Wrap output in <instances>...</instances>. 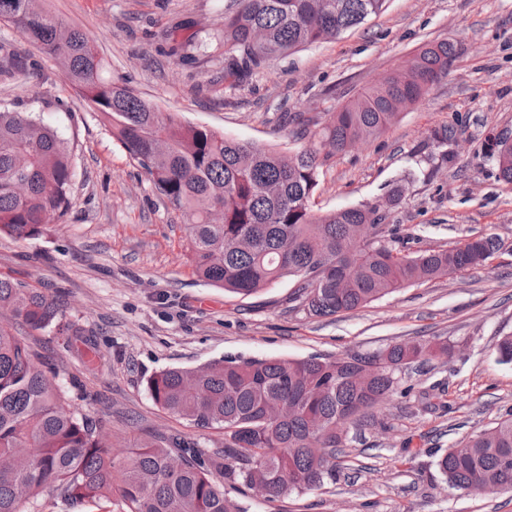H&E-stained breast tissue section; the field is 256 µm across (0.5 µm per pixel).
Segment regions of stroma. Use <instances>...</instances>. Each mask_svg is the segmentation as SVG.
<instances>
[{
	"mask_svg": "<svg viewBox=\"0 0 512 512\" xmlns=\"http://www.w3.org/2000/svg\"><path fill=\"white\" fill-rule=\"evenodd\" d=\"M95 42L113 76L160 110L245 142L296 153L320 145L286 112L323 117L402 65L420 47L454 43L447 78L402 109L381 136L327 160L315 212L373 204L394 183L390 208L398 250L418 255L476 236L502 247L486 265L404 288L329 319L311 316L284 278L242 298L208 285L186 254L185 226L152 188L99 114L55 62L16 29L0 39L30 58L28 77L0 82V106L31 112L75 145L72 207L31 240L0 236V276L60 297L84 340L18 326L62 383L89 394L80 412L102 420L112 450L151 434L178 435L206 454L224 433L172 417L152 401L147 379L168 367L219 359H330L432 340L448 353L397 374L399 389L374 418L349 430L351 468L314 491L269 500L225 483L247 512H512V492L450 488L435 465L445 449L512 412V364L496 346L512 335V183L501 180L490 135L512 137V0H386L383 11L333 40L273 60L239 87L224 80L216 36L236 0H47ZM175 30L187 58L170 55ZM448 132L437 144L431 133Z\"/></svg>",
	"mask_w": 512,
	"mask_h": 512,
	"instance_id": "stroma-1",
	"label": "stroma"
}]
</instances>
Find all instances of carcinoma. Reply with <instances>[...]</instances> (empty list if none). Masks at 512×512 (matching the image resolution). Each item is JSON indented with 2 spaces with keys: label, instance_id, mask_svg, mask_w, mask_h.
I'll list each match as a JSON object with an SVG mask.
<instances>
[{
  "label": "carcinoma",
  "instance_id": "cac0c4a2",
  "mask_svg": "<svg viewBox=\"0 0 512 512\" xmlns=\"http://www.w3.org/2000/svg\"><path fill=\"white\" fill-rule=\"evenodd\" d=\"M386 0H238L224 14V79L247 80L269 61L304 45L336 38L382 11ZM43 0H0V24L14 27L57 63L98 112L185 224L191 262L205 282L248 297L285 277L299 278L308 313L332 317L401 288L482 265L499 249L479 236L416 256L393 246L385 223L403 195L325 214L312 209L320 169L356 142L382 135L402 104H414L456 58L449 40L418 50L383 81L326 114L320 144L294 155L244 143L161 112L123 80L80 28L59 20ZM12 44L0 43V78L30 74ZM500 178L512 183V141L496 143ZM72 149L30 112L0 110V233L42 235L47 220L71 207ZM372 228L370 239H359ZM0 310L33 330L83 335L59 301L29 284L0 277ZM448 346L431 341L391 345L334 360H218L150 376L154 403L204 429L224 430L221 455L198 444L152 435L121 460L109 450L101 421L65 407V390L48 375L23 337L0 325V512H28L48 488L72 503L110 502L120 512H246L214 479L268 496L322 488L336 480L343 437L373 416L396 390V372ZM437 466L458 489L512 491V417L474 432L442 454Z\"/></svg>",
  "mask_w": 512,
  "mask_h": 512
}]
</instances>
